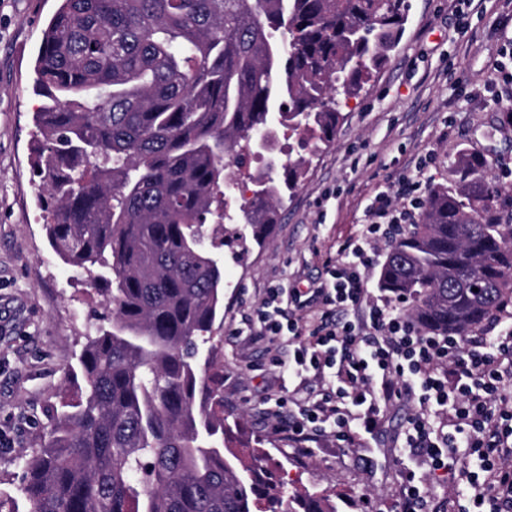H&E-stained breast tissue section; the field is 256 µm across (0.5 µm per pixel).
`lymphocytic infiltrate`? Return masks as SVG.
<instances>
[{
	"mask_svg": "<svg viewBox=\"0 0 512 512\" xmlns=\"http://www.w3.org/2000/svg\"><path fill=\"white\" fill-rule=\"evenodd\" d=\"M425 168L374 196L365 231L325 262L320 282L266 288L244 323L294 383L275 401L289 410L275 423L299 452L328 441L370 448L382 414L408 397L405 447L428 474L466 481L448 512H512V307L501 304L476 337L425 335L400 298L368 286L379 244L421 219ZM428 474L404 468L394 512H429Z\"/></svg>",
	"mask_w": 512,
	"mask_h": 512,
	"instance_id": "1",
	"label": "lymphocytic infiltrate"
}]
</instances>
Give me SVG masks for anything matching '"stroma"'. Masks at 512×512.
Listing matches in <instances>:
<instances>
[{"label":"stroma","instance_id":"1","mask_svg":"<svg viewBox=\"0 0 512 512\" xmlns=\"http://www.w3.org/2000/svg\"><path fill=\"white\" fill-rule=\"evenodd\" d=\"M407 22L387 64L366 93L350 99L335 140L311 157L298 191L285 200L264 246L243 260L227 249L224 312L214 324L217 363L224 374V410L238 418L235 448L262 437L274 482L288 494L323 495L336 512H388L399 491L392 438L412 412L390 409L376 463L333 444L312 454L295 451L275 432L267 400L281 381L263 341L236 334L241 316L265 288L317 279L322 261L365 226L366 210L400 174L426 154L429 185L460 179L458 154H492L512 170V130L499 131L502 107L484 86L498 48L512 38L501 27L504 0L485 11L449 12L448 0H406ZM58 0H0V491L26 512L23 457L39 448L53 419L74 402L83 377L85 338L104 314L103 285L53 250L40 206L42 184L33 167V121L44 99L35 89V59Z\"/></svg>","mask_w":512,"mask_h":512}]
</instances>
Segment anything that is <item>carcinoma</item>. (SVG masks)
<instances>
[{"label":"carcinoma","mask_w":512,"mask_h":512,"mask_svg":"<svg viewBox=\"0 0 512 512\" xmlns=\"http://www.w3.org/2000/svg\"><path fill=\"white\" fill-rule=\"evenodd\" d=\"M36 59V169L55 253L103 271L110 327L87 337L84 391L25 456L27 512H294L228 441L209 345L224 223L261 242L331 143L343 101L395 48L404 0H59ZM298 137L297 159L236 167ZM459 183L431 188L422 221L389 246L380 287L425 333L467 335L512 299V184L461 153ZM306 495L302 512H335Z\"/></svg>","instance_id":"1"}]
</instances>
